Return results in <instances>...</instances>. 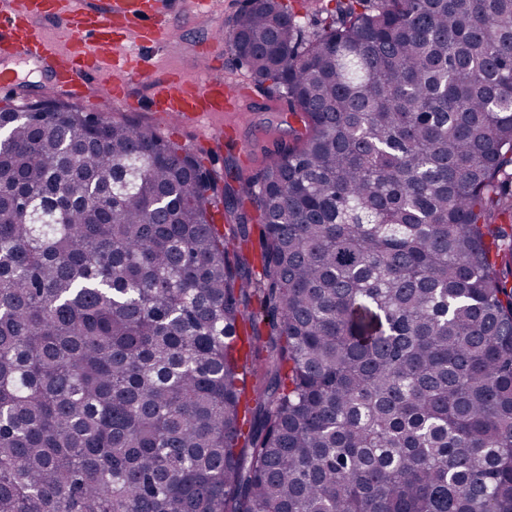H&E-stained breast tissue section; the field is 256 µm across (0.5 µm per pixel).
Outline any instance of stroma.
Masks as SVG:
<instances>
[{"mask_svg":"<svg viewBox=\"0 0 512 512\" xmlns=\"http://www.w3.org/2000/svg\"><path fill=\"white\" fill-rule=\"evenodd\" d=\"M243 5L244 0H214L211 9L200 12L194 0H164L170 26V36L164 45L136 44L123 34L114 40L115 45L148 60L150 79L126 82L123 96L112 101H83V109L111 120L154 127L162 136L202 156L205 165L217 173L230 169L244 178L253 176L265 165L267 152L274 143L288 139L291 116L287 102L276 91L259 84L224 42L223 30ZM2 69L11 72L13 85L7 95H0V107L24 96L32 100L55 98L51 76L39 63L29 59L0 60ZM175 71L188 79L209 75L231 87L244 85L252 89L253 104L246 119L238 120L229 112L222 119L223 124L232 126L233 136L225 140L221 153L209 152L202 125L162 123L149 109L154 83L166 80Z\"/></svg>","mask_w":512,"mask_h":512,"instance_id":"1","label":"stroma"}]
</instances>
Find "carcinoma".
<instances>
[{
  "mask_svg": "<svg viewBox=\"0 0 512 512\" xmlns=\"http://www.w3.org/2000/svg\"><path fill=\"white\" fill-rule=\"evenodd\" d=\"M224 38L301 124L237 190L0 109V512H512V0Z\"/></svg>",
  "mask_w": 512,
  "mask_h": 512,
  "instance_id": "obj_1",
  "label": "carcinoma"
}]
</instances>
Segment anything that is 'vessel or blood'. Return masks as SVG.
I'll use <instances>...</instances> for the list:
<instances>
[{"label":"vessel or blood","mask_w":512,"mask_h":512,"mask_svg":"<svg viewBox=\"0 0 512 512\" xmlns=\"http://www.w3.org/2000/svg\"><path fill=\"white\" fill-rule=\"evenodd\" d=\"M159 15V0H108L102 11L85 7L82 0H0V58L37 61L65 97L109 101L119 97L120 87L109 78L94 81L100 69H113L130 80L146 78L147 73L138 60L104 56L101 48L120 31L162 44L170 31ZM47 17L61 20L58 33L39 26V19ZM250 100L243 89L176 73L155 87L150 104L162 119L207 123L225 112L247 111Z\"/></svg>","instance_id":"b4317fda"}]
</instances>
